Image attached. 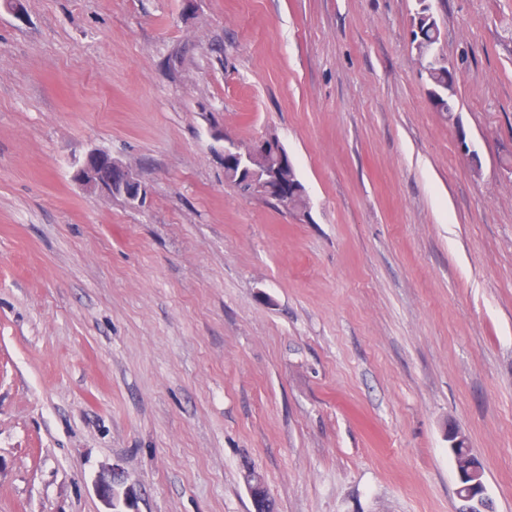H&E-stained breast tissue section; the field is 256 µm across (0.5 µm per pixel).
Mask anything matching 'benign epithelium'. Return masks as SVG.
Here are the masks:
<instances>
[{
  "label": "benign epithelium",
  "instance_id": "7a95c632",
  "mask_svg": "<svg viewBox=\"0 0 512 512\" xmlns=\"http://www.w3.org/2000/svg\"><path fill=\"white\" fill-rule=\"evenodd\" d=\"M215 138L224 142V156H234L241 160H251L255 157H272L276 165L271 169L257 172L260 180L254 185V194L276 198L280 201L284 194L273 195L283 183V174L286 167L293 166L287 151L280 141L273 137H262L250 145H243L227 138L222 133H216ZM74 177L86 187L101 194L112 196L115 189L112 188V180L121 181V185L130 184L132 191L121 190L124 201L133 207L145 204L148 196V188L140 179L132 166L112 159V155L100 148L89 147L83 151L76 160ZM457 477V498L460 506L457 512H493L492 503L486 496L484 482V467L475 455L467 457V463L455 465ZM245 482L252 501L253 508H258L262 500L265 483L263 478L251 472L246 475ZM124 485V480L117 470H112V475L103 478L98 483L100 497L116 510L119 498V489Z\"/></svg>",
  "mask_w": 512,
  "mask_h": 512
}]
</instances>
